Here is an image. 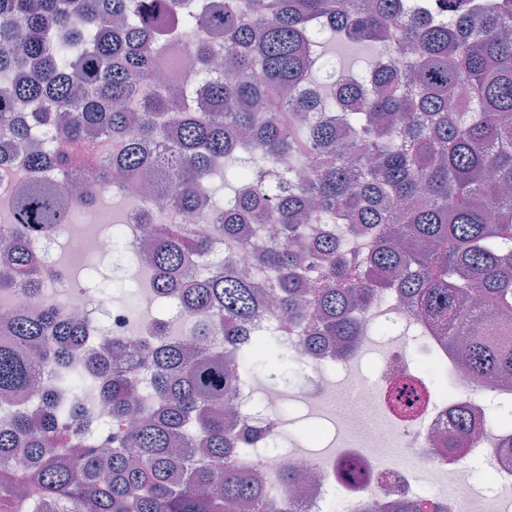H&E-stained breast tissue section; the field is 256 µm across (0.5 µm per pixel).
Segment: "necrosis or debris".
Returning <instances> with one entry per match:
<instances>
[{
	"label": "necrosis or debris",
	"instance_id": "obj_1",
	"mask_svg": "<svg viewBox=\"0 0 512 512\" xmlns=\"http://www.w3.org/2000/svg\"><path fill=\"white\" fill-rule=\"evenodd\" d=\"M103 221L102 211L92 207L84 210L81 222L59 225L54 233L35 238L32 245L42 258L46 287L40 295L19 294L1 303L0 321L10 310L33 309L55 297L63 311L85 315L84 353L94 352L100 334L105 333L121 340L129 355H136L151 336L148 316L160 302L155 281H148L141 290L146 318L138 321L72 282L58 257L62 250L73 259L111 254L114 238L100 230ZM380 317L390 319L412 341L391 344L377 370L369 373L358 363L376 343ZM465 342V337L449 339L447 332L414 319L390 290L371 308L363 336L341 359L343 376L329 375L331 359L326 351H310L302 337L293 333L280 337L281 349L299 367L298 379L287 392H266L258 406L253 403L252 381L238 383L233 400L241 417L267 421L279 418L284 405L308 407L318 402L326 413L314 418V436L322 438L329 430L333 437L321 449L311 450L287 439L281 429H272L258 456L262 470L275 474L293 466L309 468V478L294 489L299 512H326L328 496L337 490L345 494L347 512H365L372 500L387 504L414 498L426 481L437 488L435 502L448 506L449 512H512V450L501 448L498 425L476 420L452 454H444L441 448L456 409L483 399L512 410V385L478 384L462 371L458 349ZM421 362L436 365L445 385L421 374L417 369ZM399 393L418 399V408L403 412L394 402ZM480 467L488 485L484 492L477 490L473 478Z\"/></svg>",
	"mask_w": 512,
	"mask_h": 512
}]
</instances>
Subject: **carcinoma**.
<instances>
[{"label":"carcinoma","instance_id":"obj_1","mask_svg":"<svg viewBox=\"0 0 512 512\" xmlns=\"http://www.w3.org/2000/svg\"><path fill=\"white\" fill-rule=\"evenodd\" d=\"M386 56L364 79L324 76L325 32ZM201 81L177 93L153 78L156 49L186 39ZM223 37L227 75L212 71ZM91 89L81 100L79 87ZM275 98L277 112L256 104ZM31 105L20 120L15 106ZM0 126L31 145L23 181L0 224V295L37 294L40 258L26 241L70 223L93 196H61L60 181L98 182L93 132L120 144L110 167L151 172L166 206L202 216L229 250L248 246L267 276L214 266L186 276L210 245L192 224L142 214L157 288L205 320L198 348L166 340L157 319L138 357V388L120 367L126 348L78 364L82 322L51 300L18 308L0 336V398L38 390L43 367L66 370L79 396L88 375L112 417L78 426V407L15 413L0 430V512H295L285 470L263 479L243 460L274 427L241 430L226 418L239 375L288 385V355L238 352L244 327L274 302L283 332L318 336L348 352L362 315L394 289L425 319L494 325L512 315V0H0ZM237 160L223 202L210 179ZM310 166L304 186L294 172ZM476 334L462 352L478 381L512 379V342ZM391 512H439L399 499Z\"/></svg>","mask_w":512,"mask_h":512}]
</instances>
